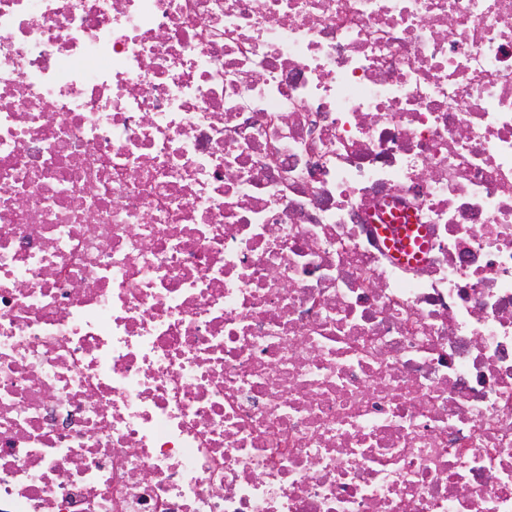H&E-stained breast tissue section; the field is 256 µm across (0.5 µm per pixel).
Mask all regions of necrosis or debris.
<instances>
[{
	"label": "necrosis or debris",
	"instance_id": "necrosis-or-debris-1",
	"mask_svg": "<svg viewBox=\"0 0 512 512\" xmlns=\"http://www.w3.org/2000/svg\"><path fill=\"white\" fill-rule=\"evenodd\" d=\"M0 512H512V0H0Z\"/></svg>",
	"mask_w": 512,
	"mask_h": 512
}]
</instances>
